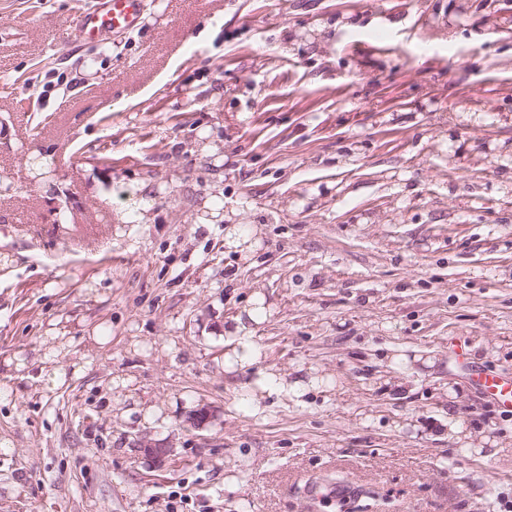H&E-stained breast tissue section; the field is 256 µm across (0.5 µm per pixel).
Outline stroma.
<instances>
[{
    "instance_id": "35a3bbf8",
    "label": "stroma",
    "mask_w": 512,
    "mask_h": 512,
    "mask_svg": "<svg viewBox=\"0 0 512 512\" xmlns=\"http://www.w3.org/2000/svg\"><path fill=\"white\" fill-rule=\"evenodd\" d=\"M95 2L0 0V512H504L512 0H145L91 43ZM253 306L259 368L322 380L259 416ZM144 4V0H98L74 16V29L83 40L102 42L107 34L140 27ZM211 209L213 211H221L224 209V205L221 201H217ZM212 210L209 209L202 211L197 215H199V218L210 221L212 224H225V226L228 224H233L224 232V244L228 248H234L235 250H238L237 248H239V246L250 239L245 237L244 231L240 230V225H237L233 221L226 219V213L224 211H221L219 215H214ZM239 249L242 251L243 247ZM225 334L229 344H232L231 353L224 357V369L245 371L260 361L261 349L252 336L251 327L242 317L235 320L232 328H227ZM478 381L487 394L504 406L512 404V379L503 377L493 371L480 372ZM351 487L346 483H314L308 488V495L320 502H333L349 498Z\"/></svg>"
}]
</instances>
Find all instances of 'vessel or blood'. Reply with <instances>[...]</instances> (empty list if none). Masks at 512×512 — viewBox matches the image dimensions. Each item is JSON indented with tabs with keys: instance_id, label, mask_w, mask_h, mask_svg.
<instances>
[{
	"instance_id": "vessel-or-blood-1",
	"label": "vessel or blood",
	"mask_w": 512,
	"mask_h": 512,
	"mask_svg": "<svg viewBox=\"0 0 512 512\" xmlns=\"http://www.w3.org/2000/svg\"><path fill=\"white\" fill-rule=\"evenodd\" d=\"M145 0H98L92 8L74 17V29L85 40L102 42L106 35L140 27ZM478 381L487 394L502 405L512 404V379L495 372H481ZM351 488L340 482L315 483L309 486L312 499L333 502L348 498Z\"/></svg>"
}]
</instances>
